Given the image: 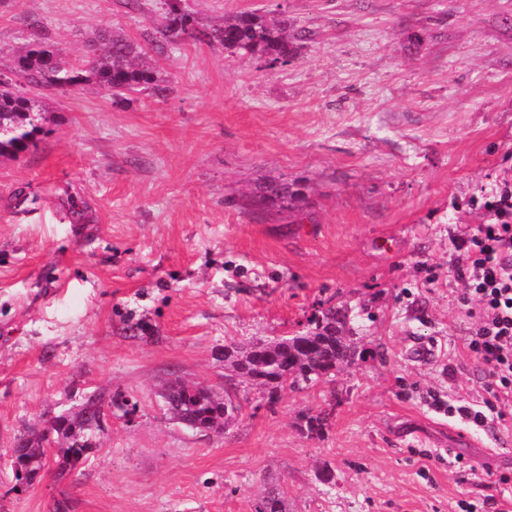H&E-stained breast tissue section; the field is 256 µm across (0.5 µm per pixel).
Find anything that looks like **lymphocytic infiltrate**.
Returning <instances> with one entry per match:
<instances>
[{
	"mask_svg": "<svg viewBox=\"0 0 512 512\" xmlns=\"http://www.w3.org/2000/svg\"><path fill=\"white\" fill-rule=\"evenodd\" d=\"M485 209L482 224L457 235L452 272L473 300L464 349L481 365L486 392L503 402L512 398V186Z\"/></svg>",
	"mask_w": 512,
	"mask_h": 512,
	"instance_id": "f902f5d3",
	"label": "lymphocytic infiltrate"
}]
</instances>
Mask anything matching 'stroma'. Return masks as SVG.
<instances>
[{
	"label": "stroma",
	"instance_id": "stroma-1",
	"mask_svg": "<svg viewBox=\"0 0 512 512\" xmlns=\"http://www.w3.org/2000/svg\"><path fill=\"white\" fill-rule=\"evenodd\" d=\"M186 3L202 28L255 11L303 40L269 68L162 41L157 0H0L1 71L38 20L73 57L125 35L169 88L127 107L91 85L46 93L36 148L0 158V512H253L266 488L288 512H497L512 426L461 443L432 401L487 396L451 267L512 176V0ZM270 182L304 208H250ZM343 304L360 343L335 376L273 404L240 387L222 434L164 409L175 378L223 390L225 344ZM89 395L107 407L89 459L18 485L17 436ZM320 410L330 427L307 438Z\"/></svg>",
	"mask_w": 512,
	"mask_h": 512
}]
</instances>
